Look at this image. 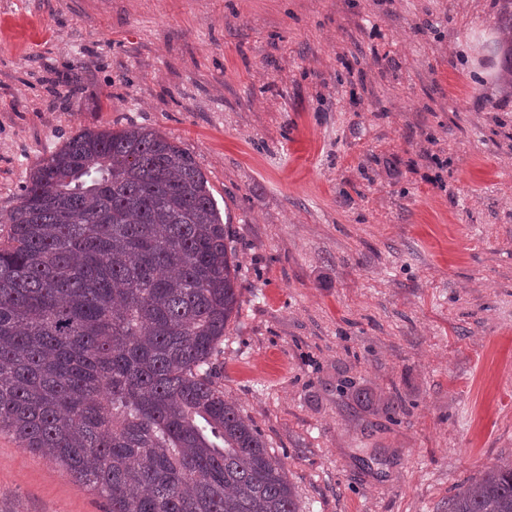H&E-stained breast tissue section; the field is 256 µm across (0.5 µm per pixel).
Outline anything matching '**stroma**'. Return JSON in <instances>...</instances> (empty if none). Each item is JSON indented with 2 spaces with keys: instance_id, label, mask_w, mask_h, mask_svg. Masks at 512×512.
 <instances>
[{
  "instance_id": "obj_1",
  "label": "stroma",
  "mask_w": 512,
  "mask_h": 512,
  "mask_svg": "<svg viewBox=\"0 0 512 512\" xmlns=\"http://www.w3.org/2000/svg\"><path fill=\"white\" fill-rule=\"evenodd\" d=\"M503 5L0 0V213L85 129L190 152L240 261L218 383L300 512H448L512 460ZM103 504L0 433V512Z\"/></svg>"
}]
</instances>
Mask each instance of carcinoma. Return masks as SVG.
I'll return each instance as SVG.
<instances>
[{"label":"carcinoma","instance_id":"1","mask_svg":"<svg viewBox=\"0 0 512 512\" xmlns=\"http://www.w3.org/2000/svg\"><path fill=\"white\" fill-rule=\"evenodd\" d=\"M0 224V433L108 512H299L216 381L240 263L189 152L146 127L84 130L36 164ZM448 512H512V462Z\"/></svg>","mask_w":512,"mask_h":512}]
</instances>
